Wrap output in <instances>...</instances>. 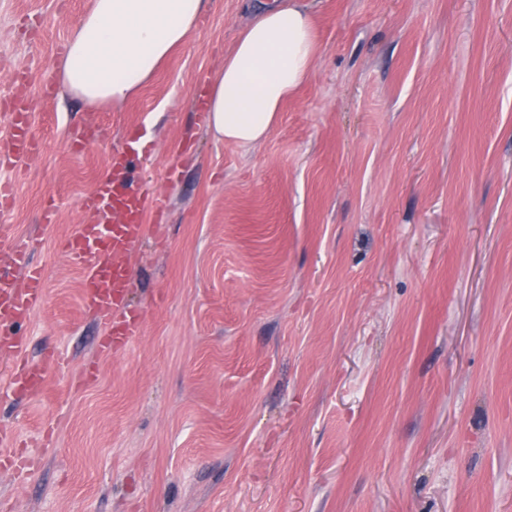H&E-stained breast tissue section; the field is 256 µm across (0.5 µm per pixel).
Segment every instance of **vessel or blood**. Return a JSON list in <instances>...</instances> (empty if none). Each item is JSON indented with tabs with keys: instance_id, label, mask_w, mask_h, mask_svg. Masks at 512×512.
<instances>
[{
	"instance_id": "b4317fda",
	"label": "vessel or blood",
	"mask_w": 512,
	"mask_h": 512,
	"mask_svg": "<svg viewBox=\"0 0 512 512\" xmlns=\"http://www.w3.org/2000/svg\"><path fill=\"white\" fill-rule=\"evenodd\" d=\"M8 109L12 130L7 151L0 155V168L13 169L33 159L38 147L30 134L25 101L12 99ZM136 161L128 152L110 157L106 175L83 202L90 222L80 225L77 233L61 244L70 260L88 263L81 291L84 307L119 316L97 345L106 355L119 352L138 324L137 314L123 306L131 280V259L135 246L151 231L148 215L162 211L161 201L134 182ZM4 265L11 273L0 275V366L8 370L9 389L35 391L44 385L50 365L27 359L28 338L19 328L45 297L44 275L23 243L11 245ZM23 466L10 436L0 435V468L19 472Z\"/></svg>"
}]
</instances>
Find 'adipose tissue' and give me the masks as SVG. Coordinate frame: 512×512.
Wrapping results in <instances>:
<instances>
[{"label":"adipose tissue","mask_w":512,"mask_h":512,"mask_svg":"<svg viewBox=\"0 0 512 512\" xmlns=\"http://www.w3.org/2000/svg\"><path fill=\"white\" fill-rule=\"evenodd\" d=\"M205 0H94L63 61L70 89L90 102L124 103L185 45ZM253 18L224 55L207 91L208 126L252 144L310 74L317 45L301 0H253Z\"/></svg>","instance_id":"obj_1"}]
</instances>
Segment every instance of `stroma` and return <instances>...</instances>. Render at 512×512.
<instances>
[{
    "label": "stroma",
    "mask_w": 512,
    "mask_h": 512,
    "mask_svg": "<svg viewBox=\"0 0 512 512\" xmlns=\"http://www.w3.org/2000/svg\"><path fill=\"white\" fill-rule=\"evenodd\" d=\"M304 4L313 70L238 145L194 108L246 0H207L118 106L61 78L93 0H0V149L19 89L40 145L0 172V256L31 243L28 355L66 356L37 395L0 373L32 468L0 469V512H512V0ZM130 148L165 212L132 258L138 331L102 355L60 244Z\"/></svg>",
    "instance_id": "35a3bbf8"
}]
</instances>
